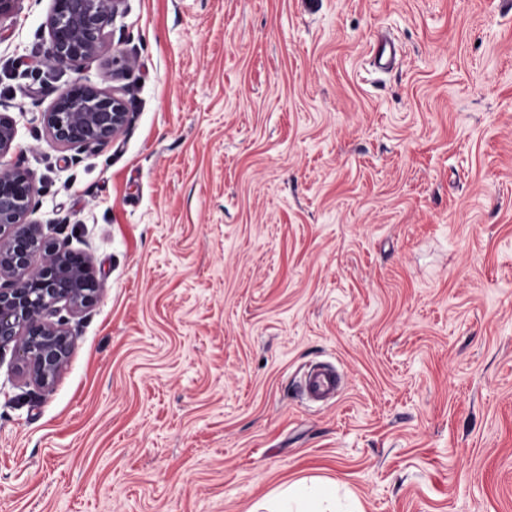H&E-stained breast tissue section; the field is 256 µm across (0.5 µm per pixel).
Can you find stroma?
Returning a JSON list of instances; mask_svg holds the SVG:
<instances>
[{
    "label": "stroma",
    "mask_w": 512,
    "mask_h": 512,
    "mask_svg": "<svg viewBox=\"0 0 512 512\" xmlns=\"http://www.w3.org/2000/svg\"><path fill=\"white\" fill-rule=\"evenodd\" d=\"M51 0L0 22L36 224L103 284L39 390L0 360V512H512V6L125 0L131 127L57 146ZM392 32L397 69L368 61ZM317 363L343 378L304 400ZM304 399L326 405L342 390V377L332 366H317L307 370L300 381ZM306 488L303 481L288 483L271 497L248 508L247 512H364L359 502L353 511H340L338 485L333 481H315Z\"/></svg>",
    "instance_id": "stroma-1"
}]
</instances>
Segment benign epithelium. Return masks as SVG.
Wrapping results in <instances>:
<instances>
[{"instance_id":"benign-epithelium-1","label":"benign epithelium","mask_w":512,"mask_h":512,"mask_svg":"<svg viewBox=\"0 0 512 512\" xmlns=\"http://www.w3.org/2000/svg\"><path fill=\"white\" fill-rule=\"evenodd\" d=\"M125 0H53L47 18L43 63L80 73L82 65L109 49V28ZM53 141L95 149L121 135L132 121L116 88L82 77L62 90L41 115ZM17 123L0 114V156L15 149ZM33 174L19 166L0 169V351L13 347L17 368L40 389L49 388L65 366L72 332L60 317L91 307L102 288L84 259L47 239L29 221L36 207Z\"/></svg>"}]
</instances>
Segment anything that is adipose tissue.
I'll return each mask as SVG.
<instances>
[{
    "label": "adipose tissue",
    "instance_id": "1",
    "mask_svg": "<svg viewBox=\"0 0 512 512\" xmlns=\"http://www.w3.org/2000/svg\"><path fill=\"white\" fill-rule=\"evenodd\" d=\"M337 492L338 485L333 481H318L310 488L296 481L281 487L247 512H339Z\"/></svg>",
    "mask_w": 512,
    "mask_h": 512
}]
</instances>
